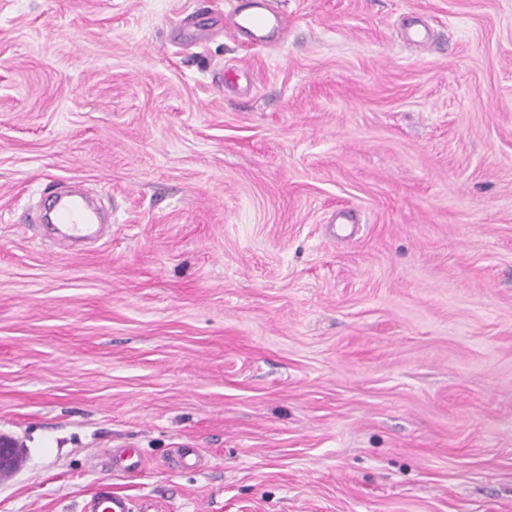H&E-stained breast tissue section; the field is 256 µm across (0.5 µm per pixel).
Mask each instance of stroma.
<instances>
[{
	"instance_id": "obj_1",
	"label": "stroma",
	"mask_w": 512,
	"mask_h": 512,
	"mask_svg": "<svg viewBox=\"0 0 512 512\" xmlns=\"http://www.w3.org/2000/svg\"><path fill=\"white\" fill-rule=\"evenodd\" d=\"M281 7L0 0V512H512V0ZM273 0H230L232 8L224 13V30L237 38L249 34L260 43L271 40L278 32L279 13L271 8ZM95 217L82 198L78 196L61 197L57 204L55 222L62 224V233L66 238L88 240L94 238L99 228L93 224ZM84 512H134V504L127 495L105 486L91 496Z\"/></svg>"
}]
</instances>
